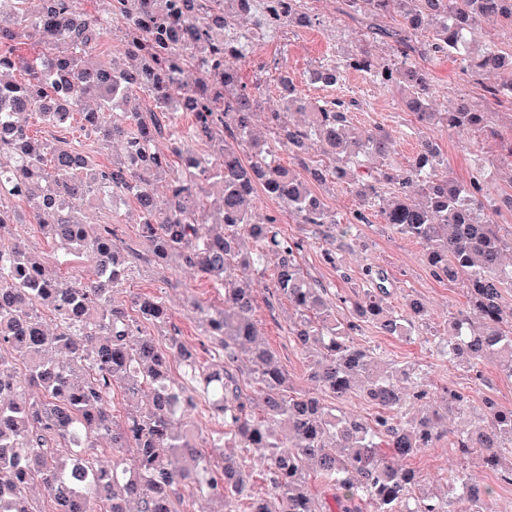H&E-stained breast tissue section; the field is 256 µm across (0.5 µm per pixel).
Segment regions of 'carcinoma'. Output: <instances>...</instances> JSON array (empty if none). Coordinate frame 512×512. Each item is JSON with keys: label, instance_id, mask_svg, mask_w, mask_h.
<instances>
[{"label": "carcinoma", "instance_id": "1", "mask_svg": "<svg viewBox=\"0 0 512 512\" xmlns=\"http://www.w3.org/2000/svg\"><path fill=\"white\" fill-rule=\"evenodd\" d=\"M81 0H0V512H36L26 492L43 486L49 512H181L185 490L210 488L209 503L232 512L237 499L248 512H320L307 481L314 469L335 491L337 512H497L493 489L473 486L465 472L450 478L461 489L448 501V486L416 492L419 474L400 461L428 448L447 432L448 415L467 406L444 390L432 399L422 378L408 368L385 367L374 351L350 341L361 323L387 335L406 336L426 320L412 300L397 312L387 302L383 271L367 266V288L346 297L305 276L299 262L304 241L280 234L275 220L254 215L255 187L288 208L311 238L345 236L310 182L327 177L354 181L363 207L379 209L384 223L426 248L439 279L460 281L466 303L439 337L447 354L474 366L485 362L512 380V309L502 303L512 289L504 263L512 238L499 234L493 217L512 213V191L490 199L477 174L459 182L431 140L404 165L392 163V139L377 128H355L341 102L311 104L288 76L280 79V112L266 115L275 141L299 156L310 146L328 158L307 167L302 180L268 161L269 143L253 133L259 100L240 81L228 56L244 58L255 42L238 20L234 0H99L89 12ZM299 0H259L264 19L276 26L307 27ZM342 12L361 15L371 39L394 43L397 62L377 69L359 51L314 72L335 84L346 69L365 72L398 88L415 121L448 129L480 126L488 106L512 104V76L485 89L480 101L462 100L431 112L425 62L451 57L477 74L506 68L512 55L490 46L475 55L469 36L485 18L512 26V0H342ZM122 27L124 59H102L97 46L108 26ZM38 33L42 49L21 54L23 38ZM197 78L184 80L187 64ZM152 99L138 102L135 91ZM307 110L303 126L288 121ZM35 112L59 128L77 115L84 135L100 149L117 143L122 156L99 163L79 142L38 138L20 115ZM194 117L189 135L175 123ZM207 147L205 165L188 141ZM180 161L174 169L172 158ZM168 178L158 196L155 181ZM27 203L30 223L59 243L66 260L94 268L87 279L62 280L27 252L13 233L20 223L8 200ZM133 201L144 252L122 241L112 224H81L71 212L85 202L112 209ZM157 266L172 260L224 290L223 308L203 315L204 335L224 354V369L205 370L181 341L168 306L152 294L126 296L122 284L137 260ZM271 264L269 298L286 300L298 314L290 329L309 354V376L335 399L357 388L378 408L371 419L338 416L314 396L289 394V381L274 353L258 336L252 273ZM354 319L336 322L337 305ZM150 323L165 346L142 333ZM250 362L257 388L247 395L229 368ZM27 379L20 381L16 365ZM183 376L175 379L172 364ZM121 390L133 403L116 422L110 399ZM204 402L224 423V442L195 441L188 420ZM422 409L407 413L410 403ZM486 422L453 447L478 454L496 478L512 485V408L485 402ZM108 442L112 465L93 461ZM70 449L61 457L58 448ZM194 462L178 465L179 453ZM266 463V492L248 494L253 458Z\"/></svg>", "mask_w": 512, "mask_h": 512}]
</instances>
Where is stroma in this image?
<instances>
[{
    "label": "stroma",
    "instance_id": "stroma-1",
    "mask_svg": "<svg viewBox=\"0 0 512 512\" xmlns=\"http://www.w3.org/2000/svg\"><path fill=\"white\" fill-rule=\"evenodd\" d=\"M340 8V0H301L302 11L316 18L312 26L257 28L254 53L244 59H233L232 65L243 81L258 88L261 111L276 110L279 90L274 79L285 70L301 94L310 101L356 100V107L349 112L352 125L386 130L394 142V161H406L415 153L421 138L431 137L438 143L448 162L449 172L457 180H467L475 161L479 160L492 173L488 184L490 195L511 188L512 168L500 162V138L512 133V105L492 106L485 128L479 131L421 127L402 106L394 88L373 83L365 73L345 71L332 86L314 81L315 70L332 64L344 54L357 51L362 45L367 47L377 63L387 65L396 59L392 44L379 40L362 42L359 24L342 15ZM430 72L429 102L438 112L445 111L450 102L479 96L483 87L501 80L498 74L484 73L479 81H472L461 73L458 63L449 58L431 62ZM313 190L338 221L350 225L348 236L328 243L308 239L307 226L297 223L279 201L260 192L255 195L256 216L260 219L275 217L282 234L304 240L302 266L325 286L348 296L357 294L364 287L361 270L371 264L386 274L389 304L394 310H402L407 298L420 299L428 309V317L413 335L387 336L373 324L366 323L353 341L376 350L390 363L421 373L433 395H440L447 387L462 393L470 402L465 413L449 416L448 432L444 438L409 459V466L421 476L422 488L435 490L443 484L446 476L462 470L494 486L498 512H512V485L498 483L476 457L462 455L451 446L458 433L481 422L485 400L491 399L501 407L512 408V380L504 378L490 364L477 373L466 362H448L430 343L432 337L445 333L449 321L462 307L465 297L461 284L438 280L421 245L394 233L384 224L377 210H367L365 221H355L353 215L359 204L351 183L330 179L314 184ZM13 206L23 219L22 224L16 225V233L29 241L47 266L55 269L65 280L76 275H89L90 265L84 264L75 269L61 262L55 245L43 237L36 225L26 223L27 206L24 202L14 201ZM75 218L84 224L119 225L123 241L134 248L139 245L132 205L122 206L116 213L108 208L83 207L77 210ZM326 247L335 251L337 258L349 269L351 280H338L335 270L323 262L321 251ZM271 279L272 274L268 271L254 277L257 300L254 319L258 332L274 352L291 385L298 390L315 391V384L307 376V360L288 334L291 311L287 303H280L272 309L266 304ZM123 290L128 295L151 293L162 296L170 308L173 323L182 333L183 342L195 350L200 364L210 369L223 367V354L204 336L197 319L187 309L192 300L209 307L219 305L222 295L210 282L184 267L171 265L160 268L142 263L133 278L124 283Z\"/></svg>",
    "mask_w": 512,
    "mask_h": 512
}]
</instances>
